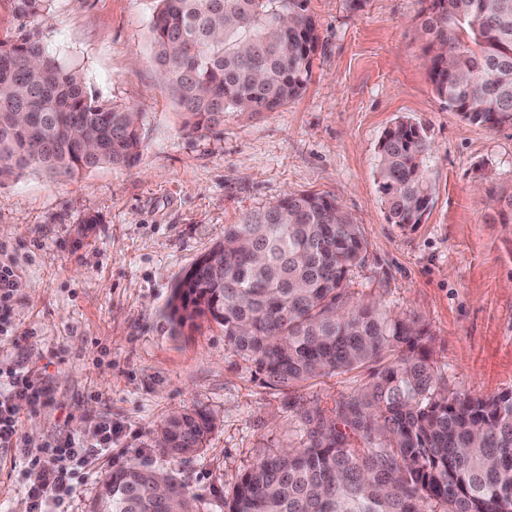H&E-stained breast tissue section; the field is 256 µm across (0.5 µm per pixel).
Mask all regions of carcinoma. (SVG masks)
I'll list each match as a JSON object with an SVG mask.
<instances>
[{"label":"carcinoma","mask_w":512,"mask_h":512,"mask_svg":"<svg viewBox=\"0 0 512 512\" xmlns=\"http://www.w3.org/2000/svg\"><path fill=\"white\" fill-rule=\"evenodd\" d=\"M36 16L49 0H11ZM152 32L185 124L215 128L231 112L274 111L298 97L320 36L308 0H155ZM422 35L437 95L463 119L512 125V0H425ZM467 35L469 42L461 40ZM140 115L99 99L26 34L0 40V177L31 164L73 176L131 166ZM432 147L399 120L379 143V191L389 222L422 223L433 200ZM359 225L323 196L287 194L224 227V239L178 280L168 302L177 327L203 318L273 387L373 369L366 391L335 418L302 415L305 445L247 469L224 512H512V391L450 393L414 318L353 302L348 282L365 257ZM213 415L187 410L159 426L177 458L200 451ZM87 512H196L171 475L125 466L106 475Z\"/></svg>","instance_id":"cac0c4a2"}]
</instances>
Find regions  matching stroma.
Returning a JSON list of instances; mask_svg holds the SVG:
<instances>
[{
	"instance_id": "stroma-1",
	"label": "stroma",
	"mask_w": 512,
	"mask_h": 512,
	"mask_svg": "<svg viewBox=\"0 0 512 512\" xmlns=\"http://www.w3.org/2000/svg\"><path fill=\"white\" fill-rule=\"evenodd\" d=\"M155 0H51L42 16L0 0V39L26 33L77 68L100 98L142 114L133 166L75 176L28 166L0 180V266L18 286L0 307V371L20 366L49 387L0 447V512L27 507L33 473L20 451L88 435L111 421L124 463L173 475L200 512L260 457L301 448V415L369 381L351 371L268 386L224 345L217 324L174 331L173 287L224 227L289 193L335 200L366 241L354 297L418 317L448 391L512 390V224L492 199L512 190V125L469 123L434 91L423 0H308L320 48L305 91L272 112L230 113L187 127L152 47ZM408 117L432 146L433 202L422 224L389 223L378 146ZM202 408L217 420L205 449L173 460L152 446L168 415Z\"/></svg>"
}]
</instances>
